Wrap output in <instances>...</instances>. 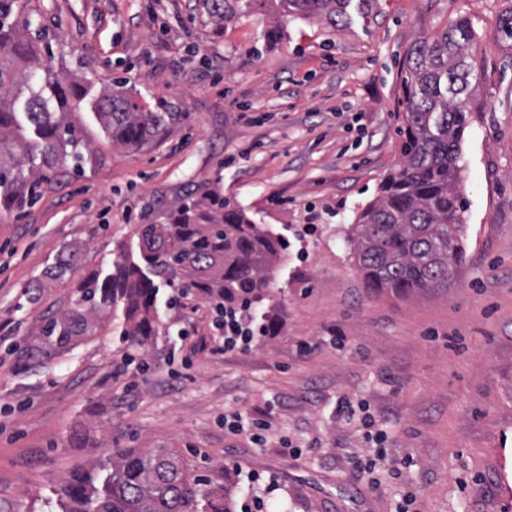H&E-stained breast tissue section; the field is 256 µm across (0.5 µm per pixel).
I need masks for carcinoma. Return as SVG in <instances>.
Segmentation results:
<instances>
[{
    "mask_svg": "<svg viewBox=\"0 0 512 512\" xmlns=\"http://www.w3.org/2000/svg\"><path fill=\"white\" fill-rule=\"evenodd\" d=\"M18 0H0V213L21 211L40 196L46 173L83 160L82 139L68 121L92 88L90 81L58 77L52 56L42 59L31 17L13 18ZM349 0H198L211 23L225 27L270 5L274 13L318 18L335 27ZM466 18L421 36L405 61V121L401 161L376 201L359 215L348 236L357 245L367 287L403 296L448 281L462 262L465 201L457 188L460 144L466 128L471 45ZM27 112L18 118L12 92ZM91 111L112 144L139 146L161 135L176 112L145 107L123 82L96 97ZM138 251H122L111 272L87 276L71 307L50 320L43 334L59 346L96 332L97 317L112 308L123 315L121 335L146 347L159 334L160 282L246 307L270 299L271 274L287 244L218 193L192 192L156 224H139ZM61 512H233L230 491L212 489L171 452L117 449L65 480Z\"/></svg>",
    "mask_w": 512,
    "mask_h": 512,
    "instance_id": "carcinoma-1",
    "label": "carcinoma"
}]
</instances>
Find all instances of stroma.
<instances>
[{
    "mask_svg": "<svg viewBox=\"0 0 512 512\" xmlns=\"http://www.w3.org/2000/svg\"><path fill=\"white\" fill-rule=\"evenodd\" d=\"M23 2L67 79L97 94L127 81L177 118L116 147L83 101L68 116L80 168L0 215V512H58L62 480L115 448L169 449L236 498L233 465L275 476L270 512H390L411 485L419 512H512V39L497 33L512 0H350L335 27L261 8L222 31L196 0ZM460 18L477 34L466 253L438 287L377 293L348 235L401 160L408 49ZM213 188L290 242L271 283L275 335L223 351L208 301L173 308L164 287L148 348L108 314L67 346L44 339L78 282L136 246V225ZM68 256L74 271L44 279ZM369 414L390 455L415 461L376 472L378 492L348 464ZM241 416L269 421L266 442L235 431Z\"/></svg>",
    "mask_w": 512,
    "mask_h": 512,
    "instance_id": "stroma-1",
    "label": "stroma"
}]
</instances>
